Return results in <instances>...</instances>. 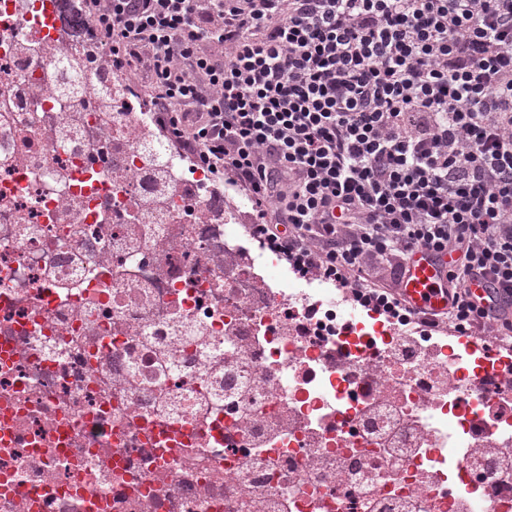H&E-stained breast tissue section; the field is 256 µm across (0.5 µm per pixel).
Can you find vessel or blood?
I'll list each match as a JSON object with an SVG mask.
<instances>
[{"mask_svg": "<svg viewBox=\"0 0 512 512\" xmlns=\"http://www.w3.org/2000/svg\"><path fill=\"white\" fill-rule=\"evenodd\" d=\"M444 260L427 250L415 251L407 261L402 297L408 306L428 312L448 308V285L444 280Z\"/></svg>", "mask_w": 512, "mask_h": 512, "instance_id": "obj_1", "label": "vessel or blood"}]
</instances>
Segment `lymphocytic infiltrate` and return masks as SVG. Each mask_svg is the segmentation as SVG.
I'll list each match as a JSON object with an SVG mask.
<instances>
[{"instance_id":"f902f5d3","label":"lymphocytic infiltrate","mask_w":512,"mask_h":512,"mask_svg":"<svg viewBox=\"0 0 512 512\" xmlns=\"http://www.w3.org/2000/svg\"><path fill=\"white\" fill-rule=\"evenodd\" d=\"M104 64L172 146L246 191L247 235L306 280L461 336L512 304V0H84ZM448 256L444 313L400 300Z\"/></svg>"}]
</instances>
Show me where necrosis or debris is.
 I'll return each instance as SVG.
<instances>
[{"mask_svg": "<svg viewBox=\"0 0 512 512\" xmlns=\"http://www.w3.org/2000/svg\"><path fill=\"white\" fill-rule=\"evenodd\" d=\"M52 7L0 0V512H512V346L245 247Z\"/></svg>", "mask_w": 512, "mask_h": 512, "instance_id": "necrosis-or-debris-1", "label": "necrosis or debris"}]
</instances>
